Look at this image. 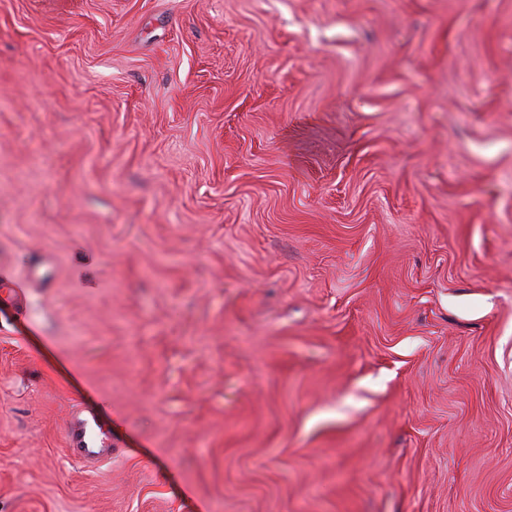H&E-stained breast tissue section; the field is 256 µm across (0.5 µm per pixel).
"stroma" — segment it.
<instances>
[{"label":"stroma","mask_w":512,"mask_h":512,"mask_svg":"<svg viewBox=\"0 0 512 512\" xmlns=\"http://www.w3.org/2000/svg\"><path fill=\"white\" fill-rule=\"evenodd\" d=\"M0 512H512V0H0ZM64 434L69 450L79 462L92 463L112 456V432L103 430L100 415L72 413Z\"/></svg>","instance_id":"obj_1"}]
</instances>
